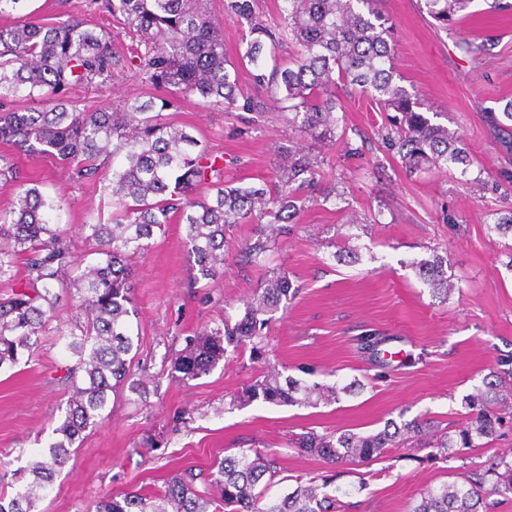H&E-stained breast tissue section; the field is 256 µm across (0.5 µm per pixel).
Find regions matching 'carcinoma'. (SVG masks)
<instances>
[{
  "mask_svg": "<svg viewBox=\"0 0 512 512\" xmlns=\"http://www.w3.org/2000/svg\"><path fill=\"white\" fill-rule=\"evenodd\" d=\"M471 0H425V7L442 25L460 22L457 14ZM105 8L135 41L130 57L113 51L111 37L88 23L67 20L36 24L24 21L0 27V142L18 154L47 155L74 167L78 179L97 175L112 162V180L105 191L112 198V222L83 224L85 238L94 242L97 258L85 265L74 260L67 230L52 223L59 201L45 195L20 172L13 159L0 156V184L11 187L10 207L0 210V369L32 356L48 330L59 298L70 295L75 315L63 335L74 358L65 380L71 389L63 420L29 469L32 481L9 501L0 499V512H33L35 502L70 460L71 448L89 428L104 419L110 394L126 385L141 393L130 366L139 334L131 291L130 261L151 245L156 231L174 215L185 224V245L194 259L193 283L210 282L224 274V233L237 224L258 225V238L247 245L257 258L294 223L300 207L319 200L342 198L336 183L324 181L318 147L336 143L344 117L341 96L357 91L384 112H392L385 140L397 147L412 170L453 168L471 174L472 161L462 138L434 121L421 97L402 85L392 53L391 27L376 0H280V28L259 23L234 60L224 52L223 27L211 16L207 0H105ZM227 13L252 19L253 0H228ZM300 46L289 61L279 58L285 40ZM132 65L143 82L168 96L119 100L98 112H83L67 97L76 84L104 83L115 71ZM248 69L253 85L266 93L290 126L310 141L307 148H288L263 186H234L224 180V158L211 154L164 114L171 96L197 97L205 105H237L239 70ZM18 99L45 103L41 110H21ZM501 131L512 132V99L501 115L491 114ZM207 185L213 195H200ZM23 261L24 281L16 278ZM434 295L448 298L445 260L435 254L412 263ZM296 294L285 275L276 276L245 304L234 325L229 320L206 328L170 359L178 379H197L215 368L226 353L250 342L253 354H266L264 330L275 313L285 310ZM511 368L491 374L467 396L472 420L455 436L444 435L432 448L443 459L462 448H481L502 435L503 409H512ZM356 384H305L282 377L267 367L263 379L245 389V401L261 399L288 406H315L353 395ZM431 424L390 419L383 430L356 433H303L292 441L299 452L327 463L374 461L409 441L427 442ZM198 489L199 475L185 469L156 491H131L122 498L104 497L96 512H336V496L319 493L333 484H303L279 497H268L265 486L281 473L272 454L248 449L226 455ZM487 472L497 477L484 488V474L474 473L464 484L444 483L421 494L409 512H493L492 496L512 495V460L500 458Z\"/></svg>",
  "mask_w": 512,
  "mask_h": 512,
  "instance_id": "1",
  "label": "carcinoma"
}]
</instances>
